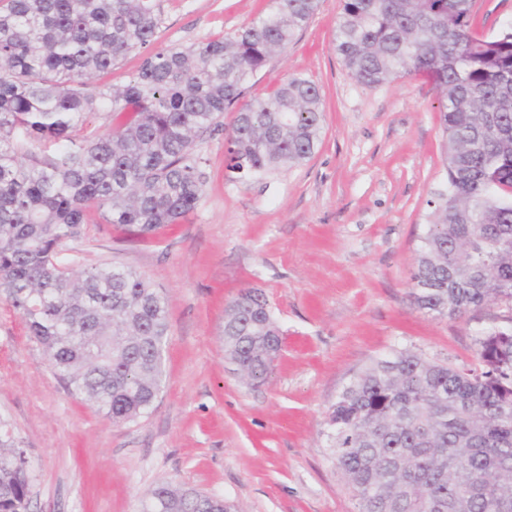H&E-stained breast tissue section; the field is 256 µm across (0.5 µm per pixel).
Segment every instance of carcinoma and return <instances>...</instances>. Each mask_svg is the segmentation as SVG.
<instances>
[{"label":"carcinoma","instance_id":"obj_1","mask_svg":"<svg viewBox=\"0 0 512 512\" xmlns=\"http://www.w3.org/2000/svg\"><path fill=\"white\" fill-rule=\"evenodd\" d=\"M234 33L150 52L158 0H0V294L48 353L56 377L117 424L148 414L162 390L165 294L118 265L73 272L60 245L88 212L150 235L200 203L204 137L235 118L228 168L241 177L311 158L320 88L292 77L266 101L246 85L284 51L317 0H273ZM474 0H342L336 54L364 86L428 74L440 103L446 188L429 200L411 297L453 319L512 305V23L472 29ZM121 88L96 78L131 54ZM118 123L82 134L87 115ZM224 356L265 380L282 337L261 289L224 309ZM478 366L410 349L377 358L328 417L330 449L358 512H512V332L487 331ZM32 465L0 436V512H27ZM222 498L161 482L143 512H232Z\"/></svg>","mask_w":512,"mask_h":512}]
</instances>
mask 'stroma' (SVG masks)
I'll return each mask as SVG.
<instances>
[{"label":"stroma","mask_w":512,"mask_h":512,"mask_svg":"<svg viewBox=\"0 0 512 512\" xmlns=\"http://www.w3.org/2000/svg\"><path fill=\"white\" fill-rule=\"evenodd\" d=\"M270 6L160 0L152 48L233 33ZM341 8L319 0L247 89L264 100L294 76L320 87L324 127L309 160L238 179L226 133L215 132L200 146L204 196L180 223L139 236L94 212L62 246L74 269L121 265L163 290V390L148 416L118 425L71 394L0 297V431L33 461L28 512H140L162 481L223 496L238 512H356L327 440L342 389L392 350L463 367L476 363L482 332L512 330L501 304L451 320L413 306L428 202L447 179L439 101L423 74L360 84L334 49ZM249 286L264 290L284 339L259 384L224 357V308Z\"/></svg>","instance_id":"stroma-1"}]
</instances>
